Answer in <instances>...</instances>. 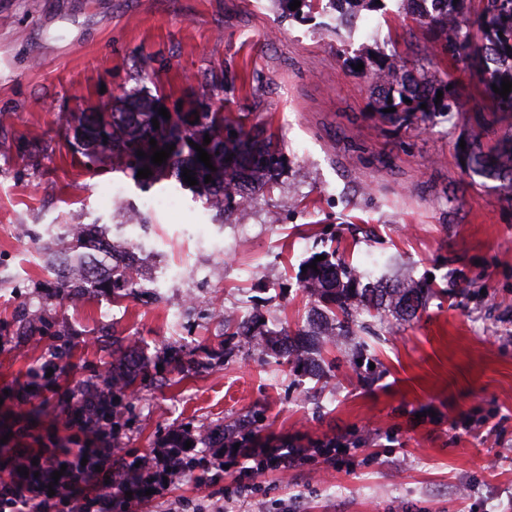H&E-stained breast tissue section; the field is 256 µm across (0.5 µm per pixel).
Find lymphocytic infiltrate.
<instances>
[{
    "mask_svg": "<svg viewBox=\"0 0 512 512\" xmlns=\"http://www.w3.org/2000/svg\"><path fill=\"white\" fill-rule=\"evenodd\" d=\"M58 398L67 406L70 434L54 447L26 445L29 418L16 413L12 445L0 448V512H130L133 502L144 499L161 512H202L189 501L171 500L173 486L190 478L208 487L229 469L238 479L214 512H238L258 496V475L284 473L290 465H310L316 456L336 452L330 442L319 449L284 443L237 449L181 428L135 455L120 447L119 429L110 422L108 382L66 389Z\"/></svg>",
    "mask_w": 512,
    "mask_h": 512,
    "instance_id": "1",
    "label": "lymphocytic infiltrate"
}]
</instances>
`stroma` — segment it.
<instances>
[{"label":"stroma","instance_id":"1","mask_svg":"<svg viewBox=\"0 0 512 512\" xmlns=\"http://www.w3.org/2000/svg\"><path fill=\"white\" fill-rule=\"evenodd\" d=\"M357 25L350 55L396 48L417 74L458 77L456 111L383 121L374 77L346 71L335 34L275 0H0V437L19 411L40 446L68 437L57 389L130 350L135 382L113 408L123 447L146 452L184 426L206 437L254 412L256 448L340 439L335 463L261 476V512H512V192L471 177L459 153L469 133L487 145L511 134L512 114L489 112L469 61L435 57L426 28L368 11ZM135 86L171 110L222 102L270 128L289 168L247 220L220 222L190 190L160 185L184 205L149 216L141 262L149 274L180 262L184 280L159 297L48 294L51 226L128 241L102 199L116 181L142 195L111 158L77 151L58 117L111 108ZM331 250L438 290L418 319H375L329 345L336 366L319 380L263 358L249 337L224 345L209 313L241 300L275 329L304 325L320 304L300 271ZM183 286L196 304L176 324L169 304ZM27 298L51 326L36 347Z\"/></svg>","mask_w":512,"mask_h":512}]
</instances>
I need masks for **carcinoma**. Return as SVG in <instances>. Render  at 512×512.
Listing matches in <instances>:
<instances>
[{
	"label": "carcinoma",
	"mask_w": 512,
	"mask_h": 512,
	"mask_svg": "<svg viewBox=\"0 0 512 512\" xmlns=\"http://www.w3.org/2000/svg\"><path fill=\"white\" fill-rule=\"evenodd\" d=\"M293 0H277L282 12L300 21H309L314 14L325 15L335 7L336 0H301V7L291 10ZM448 5L446 15L421 14L409 8V0H401L399 14L433 32L435 53L444 57H470L479 66L483 95L495 112L512 113V92L503 98L493 87L512 81V0H443ZM376 75L386 81L375 100L380 115L396 123H406L418 115L422 121L448 113L455 107L457 85L448 81H430L417 77L408 70L407 60L396 50L385 54ZM443 92L440 103H435L437 92ZM427 108H422V105ZM163 107L160 98L151 97L141 89L125 94L123 105L110 111L82 112L60 119L67 130L81 131L88 155L110 154L120 159L121 172L137 177L138 170L149 167L152 171L139 186L149 188L172 178L183 181V169L194 174L197 184L193 193L212 197L224 196L222 215H230L253 200L256 193L273 187L272 179L288 167V157L274 142L272 135L250 131L239 123L224 118L218 111L204 108L196 102L188 112H172L165 119L158 114ZM392 112L387 113L385 109ZM199 115H194V112ZM159 128H154L152 119ZM211 142L203 144L205 137ZM157 141L151 148L150 139ZM193 144H188V141ZM509 146L494 152H484L466 143L462 154L469 174L488 180H498L512 189V135ZM200 145L211 157L216 171H211L197 158L194 145ZM174 146L167 161L158 166L151 162L154 150ZM144 155H137V151ZM232 160H227V157ZM212 181L205 182L206 176ZM118 246L101 244L81 232L67 236L62 249L50 258L47 271L52 277L44 287L54 292H89L102 288L112 289V302L121 303L135 297L138 285L120 266L109 263ZM68 266L82 267L86 276L73 281L65 274ZM364 274L345 260L331 253L317 262V269L306 268L304 282L310 292L332 313V330L337 335L354 332V310L361 309L372 317L391 313L405 321L417 317L425 307L426 296L433 285L425 282L418 288L394 284L382 276L375 282H363ZM313 330L298 329L268 331L257 334V345L270 350L286 365L293 368L316 369L320 364L311 359L304 361L296 354V340L308 336L315 343L320 325L311 321ZM134 384L125 370L112 368V397H121Z\"/></svg>",
	"instance_id": "obj_1"
}]
</instances>
